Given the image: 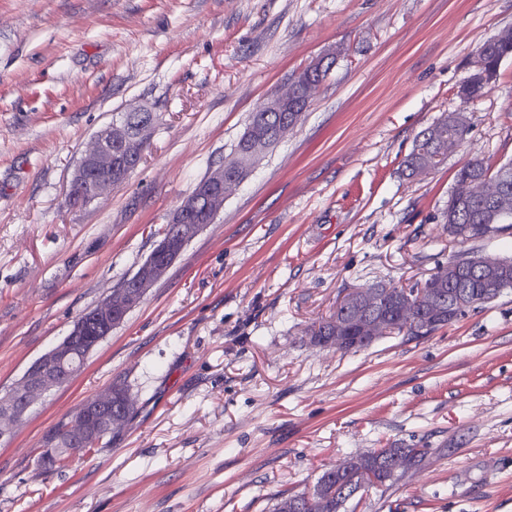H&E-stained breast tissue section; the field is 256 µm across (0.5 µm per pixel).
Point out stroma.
I'll list each match as a JSON object with an SVG mask.
<instances>
[{
	"instance_id": "35a3bbf8",
	"label": "stroma",
	"mask_w": 512,
	"mask_h": 512,
	"mask_svg": "<svg viewBox=\"0 0 512 512\" xmlns=\"http://www.w3.org/2000/svg\"><path fill=\"white\" fill-rule=\"evenodd\" d=\"M508 27L512 0H0V396L138 270L250 112L336 51L215 222L0 438V512H269L324 468L407 446L420 464L346 512H512V289L423 339L343 354L305 335L355 288L411 287L462 249L512 257V229L461 244L444 215L465 162L512 163V57L458 96ZM136 106L158 116L144 162L67 206L92 135ZM457 111L462 146L403 174L417 133ZM116 382L135 401L124 428L72 469L42 466ZM483 61L481 72L474 73L472 78L460 89V96L470 100L483 93V90L496 78L497 70L506 57L512 55V28L501 30L496 36L485 41L478 49ZM477 56L474 66L479 70L482 61Z\"/></svg>"
}]
</instances>
